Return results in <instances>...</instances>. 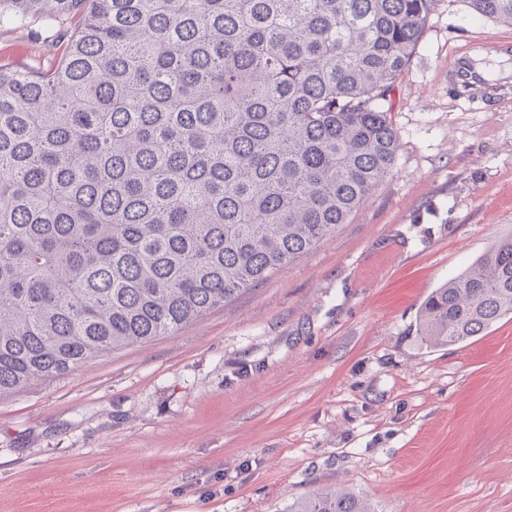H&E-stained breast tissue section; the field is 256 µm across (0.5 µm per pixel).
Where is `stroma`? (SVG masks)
<instances>
[{"instance_id":"35a3bbf8","label":"stroma","mask_w":512,"mask_h":512,"mask_svg":"<svg viewBox=\"0 0 512 512\" xmlns=\"http://www.w3.org/2000/svg\"><path fill=\"white\" fill-rule=\"evenodd\" d=\"M437 0L396 82L395 161L348 222L175 335L0 394V512H288L345 486L375 512H512V318L429 347L424 299L512 234V100L448 93L512 25ZM63 29L0 24V65Z\"/></svg>"}]
</instances>
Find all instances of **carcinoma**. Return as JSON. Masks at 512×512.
<instances>
[{"instance_id": "cac0c4a2", "label": "carcinoma", "mask_w": 512, "mask_h": 512, "mask_svg": "<svg viewBox=\"0 0 512 512\" xmlns=\"http://www.w3.org/2000/svg\"><path fill=\"white\" fill-rule=\"evenodd\" d=\"M512 25V0H469ZM436 0H0L82 17L0 67V394L170 335L283 271L395 159L391 95ZM512 315V237L435 289L432 346ZM293 512H373L342 489Z\"/></svg>"}]
</instances>
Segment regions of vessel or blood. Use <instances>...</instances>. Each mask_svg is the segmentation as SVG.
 Returning <instances> with one entry per match:
<instances>
[{
	"label": "vessel or blood",
	"instance_id": "b4317fda",
	"mask_svg": "<svg viewBox=\"0 0 512 512\" xmlns=\"http://www.w3.org/2000/svg\"><path fill=\"white\" fill-rule=\"evenodd\" d=\"M481 55L511 56L512 41L472 43L455 56L448 69V82L455 86L460 103L497 102L512 97V71L489 76L477 64V58Z\"/></svg>",
	"mask_w": 512,
	"mask_h": 512
}]
</instances>
